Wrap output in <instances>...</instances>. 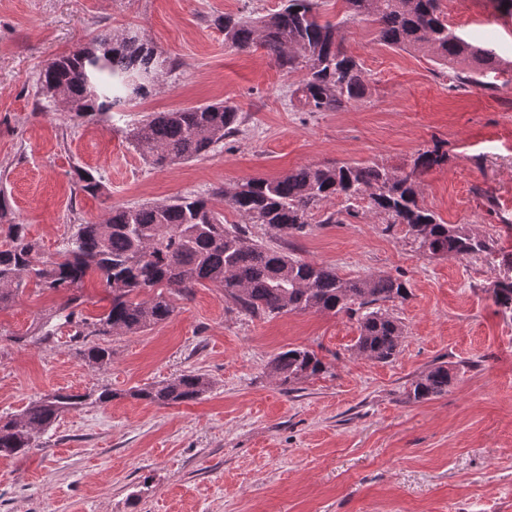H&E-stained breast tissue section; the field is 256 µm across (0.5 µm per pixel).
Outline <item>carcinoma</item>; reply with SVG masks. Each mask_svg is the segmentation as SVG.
Instances as JSON below:
<instances>
[{
    "instance_id": "obj_1",
    "label": "carcinoma",
    "mask_w": 512,
    "mask_h": 512,
    "mask_svg": "<svg viewBox=\"0 0 512 512\" xmlns=\"http://www.w3.org/2000/svg\"><path fill=\"white\" fill-rule=\"evenodd\" d=\"M342 2L343 22L372 18L381 44L423 53L440 66L466 65L457 80L480 85L481 78L500 69L493 50L448 26L440 0ZM341 23L321 20L317 0H283L279 10L262 17L224 16V41L241 51L262 48L279 70L301 72L293 94L306 111L337 112L363 99L367 90L362 65L341 46ZM173 67L136 32L100 34L46 65L39 95L79 118L93 119L147 97ZM240 124L238 109L225 101L151 113L130 130L129 139L145 161L163 167L211 151L239 133ZM447 162L448 154L435 146L419 152L413 168L400 175L367 161L305 165L277 178L247 179L217 192L239 218L235 224L204 197L114 206L104 221L77 225L57 256L40 261L39 242L10 217L0 193V306L15 301L31 279L43 290L67 293L59 319L71 328L72 338L82 340V360L103 369L111 363L112 350L91 337L149 330L170 318L173 298L187 297L208 282L224 288V297L253 316L314 310L355 317L356 353L388 362L399 349L403 328L382 305L406 300V281L390 274L342 277L331 267L254 239L250 225L259 224L269 237L281 239L304 233L313 211L331 198L350 205L365 200L387 224L405 225L412 244L424 254L501 259L508 274L489 292L499 311L512 316V254L498 256L493 241L442 222L420 201L421 176ZM77 176L82 191L93 196L101 191L102 180L92 171L79 169ZM94 277L105 283L112 299L106 311L89 317L79 310L80 291ZM325 369L314 352L298 347L279 352L269 364L287 390ZM451 382L448 365L434 364L412 381L407 397L441 396ZM211 388L206 375L187 371L131 396L167 406L195 401ZM114 397L108 387L84 394L58 391L30 402L17 415L0 416V458L27 455L63 414L89 402L108 404Z\"/></svg>"
}]
</instances>
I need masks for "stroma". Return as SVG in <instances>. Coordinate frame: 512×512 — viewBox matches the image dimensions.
<instances>
[{
    "instance_id": "obj_1",
    "label": "stroma",
    "mask_w": 512,
    "mask_h": 512,
    "mask_svg": "<svg viewBox=\"0 0 512 512\" xmlns=\"http://www.w3.org/2000/svg\"><path fill=\"white\" fill-rule=\"evenodd\" d=\"M280 0H0V188L41 256L63 249L77 225L111 207L210 196L243 180L330 162L409 168L441 145L445 165L422 178L421 199L512 252V16L494 0H441L449 26L504 60L486 85H461L417 52L379 43L363 19L343 28L368 90L338 112L292 101L300 73L257 49L224 43L225 15L263 16ZM135 30L177 67L143 99L87 121L37 102L41 70L93 36ZM228 101L243 132L167 167L127 138L145 115ZM97 172L101 195L80 190ZM324 210L342 223L309 224L274 240L344 277L392 274L409 283L388 310L404 337L387 363L359 356L356 320L315 311L251 317L213 284L175 298L150 330L103 336L107 368L76 354L68 328L34 343L56 321L63 294L27 285L0 309V415L62 390L107 386L116 399L64 414L21 459L0 458V512H512V319L488 289L499 263L415 252L403 225L386 226L366 201ZM290 347L313 350L320 375L284 390L268 363ZM447 363L446 394L408 400L411 382ZM194 370L212 381L200 400L157 406L135 389Z\"/></svg>"
}]
</instances>
